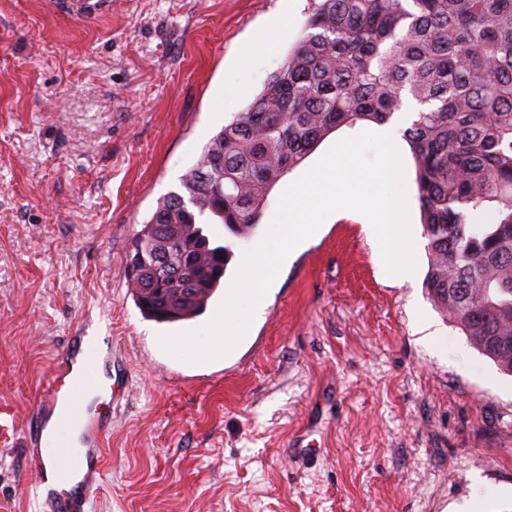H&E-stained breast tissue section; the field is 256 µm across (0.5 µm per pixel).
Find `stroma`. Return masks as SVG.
<instances>
[{
	"label": "stroma",
	"instance_id": "1",
	"mask_svg": "<svg viewBox=\"0 0 512 512\" xmlns=\"http://www.w3.org/2000/svg\"><path fill=\"white\" fill-rule=\"evenodd\" d=\"M315 0H0V512H43L24 429L82 326L112 339V428L85 512H512V375L386 275L355 216L294 250L206 363L164 352L134 234L296 44ZM328 136L269 194L337 141Z\"/></svg>",
	"mask_w": 512,
	"mask_h": 512
}]
</instances>
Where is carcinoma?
I'll list each match as a JSON object with an SVG mask.
<instances>
[{
	"label": "carcinoma",
	"mask_w": 512,
	"mask_h": 512,
	"mask_svg": "<svg viewBox=\"0 0 512 512\" xmlns=\"http://www.w3.org/2000/svg\"><path fill=\"white\" fill-rule=\"evenodd\" d=\"M403 130L437 309L512 374V0H320L279 70L133 238L129 276L158 323L199 314L233 254L203 224L252 232L273 186L342 127ZM175 273L161 275L159 258Z\"/></svg>",
	"instance_id": "obj_1"
}]
</instances>
